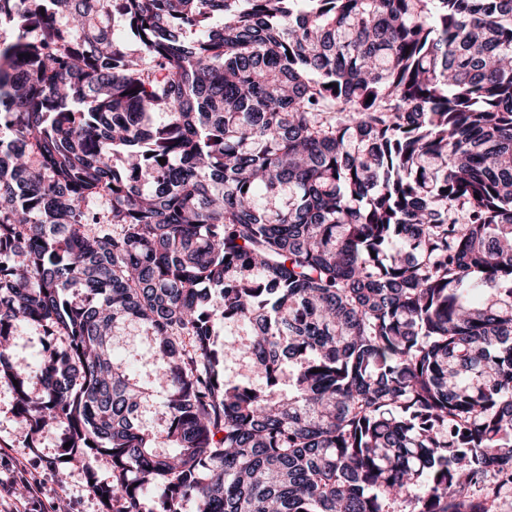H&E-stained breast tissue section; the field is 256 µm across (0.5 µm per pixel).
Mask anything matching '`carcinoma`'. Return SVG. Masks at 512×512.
I'll return each mask as SVG.
<instances>
[{"label":"carcinoma","mask_w":512,"mask_h":512,"mask_svg":"<svg viewBox=\"0 0 512 512\" xmlns=\"http://www.w3.org/2000/svg\"><path fill=\"white\" fill-rule=\"evenodd\" d=\"M2 19L0 380L31 434L62 428L56 464L84 459L102 512H500L512 0H0ZM228 322L245 334L219 347ZM128 323L159 429L112 351ZM22 325L62 340L31 369L8 356ZM231 355L263 384L226 379Z\"/></svg>","instance_id":"1"}]
</instances>
